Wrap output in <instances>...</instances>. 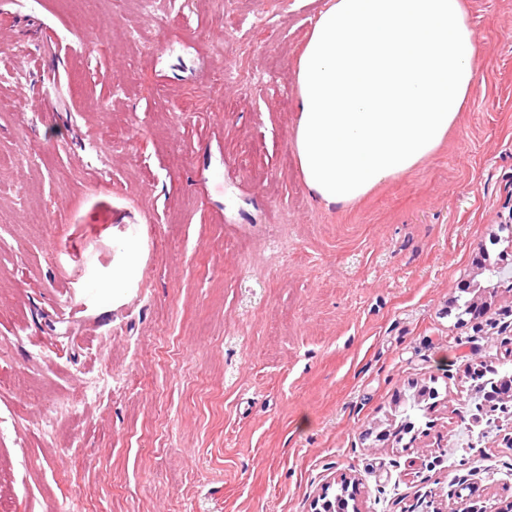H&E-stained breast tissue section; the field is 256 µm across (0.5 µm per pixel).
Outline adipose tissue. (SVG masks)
I'll list each match as a JSON object with an SVG mask.
<instances>
[{
    "label": "adipose tissue",
    "instance_id": "ef3b65f1",
    "mask_svg": "<svg viewBox=\"0 0 512 512\" xmlns=\"http://www.w3.org/2000/svg\"><path fill=\"white\" fill-rule=\"evenodd\" d=\"M480 53L462 0H331L295 68L292 145L307 188L346 206L419 166L472 96ZM114 247L81 297L117 306L132 295L145 243L130 227Z\"/></svg>",
    "mask_w": 512,
    "mask_h": 512
}]
</instances>
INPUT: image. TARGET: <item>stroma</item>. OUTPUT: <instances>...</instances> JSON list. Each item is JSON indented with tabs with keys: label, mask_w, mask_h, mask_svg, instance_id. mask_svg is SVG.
Here are the masks:
<instances>
[{
	"label": "stroma",
	"mask_w": 512,
	"mask_h": 512,
	"mask_svg": "<svg viewBox=\"0 0 512 512\" xmlns=\"http://www.w3.org/2000/svg\"><path fill=\"white\" fill-rule=\"evenodd\" d=\"M329 2L0 0L10 512H314L343 473L358 512H408L424 482L449 512H512V448L487 429L465 452L462 409L465 364L512 348V288L479 266L512 254V0H465L485 54L440 148L331 207L292 146L294 63ZM131 224L135 293L79 298ZM461 295L483 314L449 311ZM425 386L432 470L385 432Z\"/></svg>",
	"instance_id": "35a3bbf8"
}]
</instances>
